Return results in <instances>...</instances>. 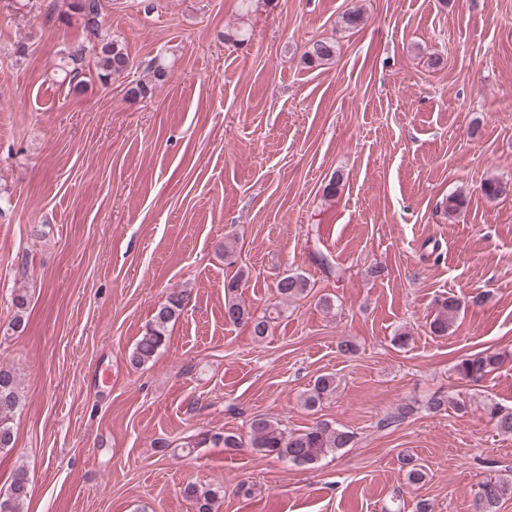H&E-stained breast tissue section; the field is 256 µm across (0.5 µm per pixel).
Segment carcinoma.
I'll use <instances>...</instances> for the list:
<instances>
[{"label":"carcinoma","mask_w":512,"mask_h":512,"mask_svg":"<svg viewBox=\"0 0 512 512\" xmlns=\"http://www.w3.org/2000/svg\"><path fill=\"white\" fill-rule=\"evenodd\" d=\"M68 13L78 16L89 38L100 43L95 57L96 75L101 84L129 75L131 60L127 48L118 39H102L104 22L101 0H66ZM86 46L82 43L70 46L62 52L59 70L65 75L77 76L81 73L86 59ZM336 56V45L327 40H316L302 55V62L312 68L331 61ZM506 182L490 179L481 186L482 194L489 200L506 195ZM312 290L309 279L300 272L283 276L276 283V292L284 301L307 296ZM188 300L184 291L171 293L165 303L158 306L152 321L144 334L138 339L130 355L133 367L144 366L155 359L167 342L169 323L175 319ZM464 301L455 295L442 298L437 313L429 322L431 333L436 336L448 335ZM224 320L232 324H249L253 335L264 338L268 335L273 317L268 312L258 316L247 308L244 302L230 298L224 303ZM505 355L485 350L472 354L455 365L454 370L460 379L479 383L497 369ZM336 377L324 373L316 377L313 385L303 394V406L314 411L325 400L336 393ZM20 406V395L15 375L9 369L0 368V451L14 446L13 419ZM428 408L434 413L449 409L456 413L468 411V401L449 395L434 394L428 401ZM483 410L494 429L501 435H512V408H505L488 400ZM354 441L353 433L347 429L334 428L318 423L303 432H292L283 424L264 415H256L249 424V445L262 454L286 461L296 466H312L327 454L348 448ZM407 467V479L410 484H419L425 480V472L409 454L400 458ZM185 493L196 503L197 512H213L214 500L218 495L215 489H200L195 485L185 488ZM29 495V481L24 470L16 472L7 493L0 495V512H24ZM512 495V484L488 477L479 485L472 507L473 512H498L501 501Z\"/></svg>","instance_id":"carcinoma-1"}]
</instances>
